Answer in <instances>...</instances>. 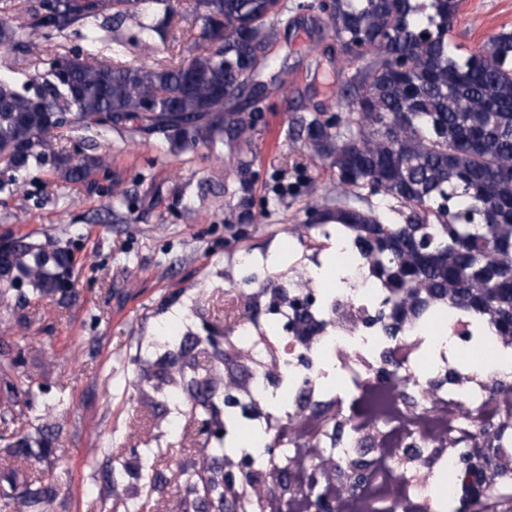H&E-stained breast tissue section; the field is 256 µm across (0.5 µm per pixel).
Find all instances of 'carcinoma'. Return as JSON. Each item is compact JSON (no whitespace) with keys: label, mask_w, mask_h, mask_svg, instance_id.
Returning <instances> with one entry per match:
<instances>
[{"label":"carcinoma","mask_w":512,"mask_h":512,"mask_svg":"<svg viewBox=\"0 0 512 512\" xmlns=\"http://www.w3.org/2000/svg\"><path fill=\"white\" fill-rule=\"evenodd\" d=\"M319 8L345 67L341 96L288 130L306 158L326 161L336 183L309 192L303 224H334L366 258L387 293L374 322L395 338L407 323L449 304L483 319L512 342V32L489 36L466 57L452 53L448 30L461 0H39L0 19V47L38 63L43 43L84 27L94 49L112 33V59L80 50L59 54L47 72L19 83L0 71V165L20 172L51 160L70 181L110 175L106 158L73 160L59 130H164L181 148L235 147L246 194L255 123L241 112L245 92L285 88L288 57L272 55L292 13ZM157 9L163 20L150 21ZM139 14L137 30L120 32ZM181 44L163 57L157 41ZM134 48L151 63H130ZM68 254L51 242L9 241L0 278L40 297L66 288ZM300 333L321 322L297 314ZM378 442L340 473L351 493L374 476ZM460 497L501 485L506 468L485 448L462 456Z\"/></svg>","instance_id":"carcinoma-1"}]
</instances>
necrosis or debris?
I'll use <instances>...</instances> for the list:
<instances>
[{
  "mask_svg": "<svg viewBox=\"0 0 512 512\" xmlns=\"http://www.w3.org/2000/svg\"><path fill=\"white\" fill-rule=\"evenodd\" d=\"M330 250L331 265L295 266L292 282L297 297L318 306L326 323L319 335L293 331L294 311L287 306L235 323L240 342H253L264 330L283 346L278 383L254 370L252 397L284 420L299 416L322 392L361 396L368 402L363 411L338 417L345 438L334 453L341 461L353 459L372 435L387 451L361 494L338 498L341 512H442L455 494L445 476L457 469L460 451L481 440L485 423L512 413L503 397L512 389V347L447 305L387 341L372 323L386 292L368 276L365 258L341 234ZM451 369L460 372V383L436 386ZM235 429L240 454L257 467H265L272 444L289 457L299 453L291 439H276L261 417L238 419Z\"/></svg>",
  "mask_w": 512,
  "mask_h": 512,
  "instance_id": "4bbe7bcc",
  "label": "necrosis or debris"
}]
</instances>
